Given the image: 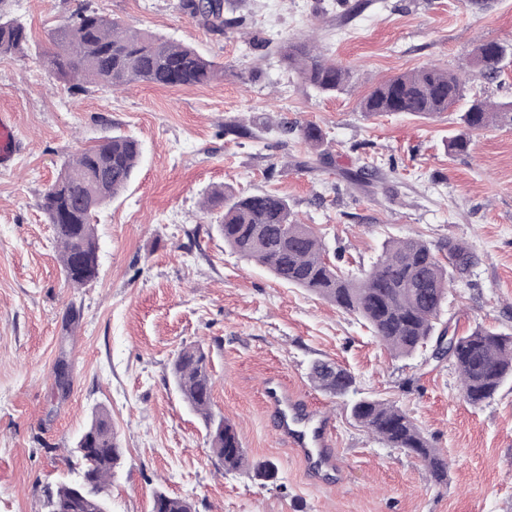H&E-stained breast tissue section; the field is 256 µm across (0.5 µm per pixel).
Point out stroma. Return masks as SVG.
Here are the masks:
<instances>
[{
  "label": "stroma",
  "instance_id": "stroma-1",
  "mask_svg": "<svg viewBox=\"0 0 512 512\" xmlns=\"http://www.w3.org/2000/svg\"><path fill=\"white\" fill-rule=\"evenodd\" d=\"M359 2L354 14L338 0H231L244 24L220 35L175 0H0V15L22 21L33 43L0 56V113L22 141L0 170V512H45V488L71 478L74 442L101 407L124 450L109 512H152L157 490L195 512H512V383L468 405L448 359L391 356L355 315L233 254L199 208L222 186L278 192L345 271L371 266L391 238L464 242L473 264L455 274L442 322L460 335L479 325L512 334V126L469 132L467 152L448 149L473 100L512 101V65L491 82L471 64L478 42L512 43V0L481 10ZM82 7L191 45L224 75L118 94L73 89L38 49ZM312 33L351 75L336 95L318 94L277 51ZM430 63L463 80L448 112H362L373 85ZM239 119L254 138L225 133ZM286 121L321 128L318 169L304 168L308 150L282 132ZM114 129L136 136L143 156L129 190L96 216L98 278L72 288L38 203L67 155ZM357 169L354 184L345 173ZM197 344L210 358L213 412L235 425L249 468L224 470L172 382L173 358ZM317 360L347 368L355 392L316 388ZM271 377L330 415L333 482L317 483L277 438L263 394ZM361 395L410 413L447 454V486L352 419ZM264 461L275 481L255 477Z\"/></svg>",
  "mask_w": 512,
  "mask_h": 512
}]
</instances>
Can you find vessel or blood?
Wrapping results in <instances>:
<instances>
[{"label":"vessel or blood","instance_id":"1","mask_svg":"<svg viewBox=\"0 0 512 512\" xmlns=\"http://www.w3.org/2000/svg\"><path fill=\"white\" fill-rule=\"evenodd\" d=\"M20 140L15 125L0 114V167L9 168L18 151ZM273 410L277 437L306 464L309 472L336 469V458L329 450L331 419L322 412L308 409L300 399L288 394L281 385L268 386L264 392Z\"/></svg>","mask_w":512,"mask_h":512}]
</instances>
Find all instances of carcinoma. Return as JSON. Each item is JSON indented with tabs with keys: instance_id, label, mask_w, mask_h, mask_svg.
<instances>
[{
	"instance_id": "obj_1",
	"label": "carcinoma",
	"mask_w": 512,
	"mask_h": 512,
	"mask_svg": "<svg viewBox=\"0 0 512 512\" xmlns=\"http://www.w3.org/2000/svg\"><path fill=\"white\" fill-rule=\"evenodd\" d=\"M229 0H177L176 9L218 34L239 24L226 16ZM29 42L26 26L17 19H0V55L21 53ZM52 48L45 63L78 90L90 84L114 91L135 83L163 87L195 86L224 73L193 47L163 35L130 26L119 18L82 10L50 35ZM283 59L318 93L334 95L344 89L348 70L327 58L308 41H290L280 47ZM473 60L486 79L496 80L512 57L498 41H483L472 50ZM459 75L433 65L423 66L378 83L361 102L371 116L407 113L434 117L448 111L462 96ZM468 129L512 125V102L489 104L476 100L461 116ZM299 136L315 153L322 146V130L302 125ZM142 157L135 137L114 132L80 150L64 162L53 184L41 195L39 207L53 226L65 281L82 288L99 275L96 211L120 195L130 184ZM220 213L216 230L224 243L243 259L266 269L278 281L304 288L337 308L356 315L392 354L408 357L428 349L448 358L455 367L459 392L471 406L491 400L512 380V335L478 326L461 336L447 337L439 328L448 300L452 272L464 271L473 255L462 243H448V262L421 237L391 239L372 267L360 277L346 274L326 257L321 238L296 219L288 199L275 192L241 194L226 187L206 193L201 209ZM172 376L184 401L206 423L209 444L227 471L248 465L233 424L212 411L213 379L209 354L203 346L182 349L172 363ZM313 384L330 394L344 396L355 390L356 380L346 369L315 362ZM352 418L375 439L398 448L423 463L437 484L448 482V457L433 447L409 414L394 403L362 398ZM104 448L106 453L76 456L84 467L79 478L91 486L83 497L73 493L72 481L47 490L48 512H103L122 449L109 413L98 410L75 442L77 448ZM152 512H194L191 502L158 491Z\"/></svg>"
}]
</instances>
